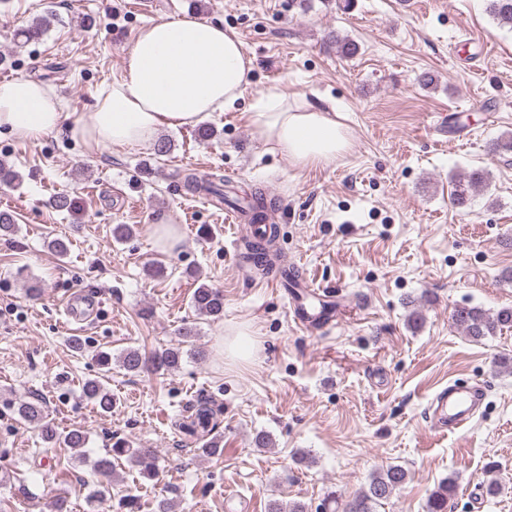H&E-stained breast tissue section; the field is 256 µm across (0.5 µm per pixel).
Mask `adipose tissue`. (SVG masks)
Instances as JSON below:
<instances>
[{
	"label": "adipose tissue",
	"mask_w": 512,
	"mask_h": 512,
	"mask_svg": "<svg viewBox=\"0 0 512 512\" xmlns=\"http://www.w3.org/2000/svg\"><path fill=\"white\" fill-rule=\"evenodd\" d=\"M252 70L232 32L184 14L142 27L119 78L81 116L71 117L43 82L19 76L1 83L0 135L35 141L65 125L90 144L148 146L162 129L194 127L232 109L250 85ZM248 119L258 139L301 166L330 164L349 145L335 106L296 103L274 89L254 99Z\"/></svg>",
	"instance_id": "1"
}]
</instances>
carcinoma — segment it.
<instances>
[{"mask_svg": "<svg viewBox=\"0 0 512 512\" xmlns=\"http://www.w3.org/2000/svg\"><path fill=\"white\" fill-rule=\"evenodd\" d=\"M488 10L493 20L501 27L512 29V0H489ZM48 29V21L45 18H36L30 25L19 32V35L31 41L41 37ZM488 179V171L475 169L467 175L455 181V190L452 203L463 207L469 203L471 193L479 189ZM184 187L191 194L202 195L211 199L216 204L229 206L245 205L252 213V220L257 224H267V213L264 211L263 198L255 193L239 197L238 194H229L224 189V179L211 174L200 176L195 172H189L184 176ZM277 227L268 224V231L254 238L248 243L249 259L257 266H264L267 262V246L275 239ZM195 311L208 318L219 319L224 314V294L218 288L207 284H201L194 289L191 297ZM452 320L455 326L461 329L465 335L474 340H480L486 336H493L505 328H512V307H504L494 313H490L479 306H459L452 312ZM182 343L165 348L153 356L152 364L157 370L174 372L180 369L184 356L183 344L193 343L196 331L192 327H184L180 331ZM120 366L131 373H137L145 367V359L137 348H127L119 356ZM106 374L95 378H89L82 384L83 397L94 403L104 414L112 413L116 401L112 397V391L105 384ZM18 420L27 424H36L41 428L45 442L54 446H62L70 449L75 458L84 459L83 448L88 439L81 429H72L66 433H59L47 420L46 404L41 400H23L18 402L15 408ZM216 411L211 401L205 400L198 403L192 417L190 430L202 432L203 444L201 452L205 455H215L220 450V442L217 438H208L209 432L216 428ZM126 458L136 464L140 474L151 479L158 470V456L151 450L135 448L125 440L113 443L109 450V456L95 461V469L102 474L116 472L115 461ZM408 472L400 465H389L374 471L369 479L368 486L358 493L352 501L350 512H375V507L383 501L390 499L407 481ZM456 492V483L452 479H444L439 482L427 501V512H448V500Z\"/></svg>", "mask_w": 512, "mask_h": 512, "instance_id": "cac0c4a2", "label": "carcinoma"}]
</instances>
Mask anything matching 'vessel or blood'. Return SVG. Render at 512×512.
<instances>
[{"label":"vessel or blood","mask_w":512,"mask_h":512,"mask_svg":"<svg viewBox=\"0 0 512 512\" xmlns=\"http://www.w3.org/2000/svg\"><path fill=\"white\" fill-rule=\"evenodd\" d=\"M96 306L91 295L77 294L64 303L67 323L84 324ZM484 394L474 385L450 382L440 389L430 406L428 419L434 430L453 433L465 428L483 404Z\"/></svg>","instance_id":"1"}]
</instances>
